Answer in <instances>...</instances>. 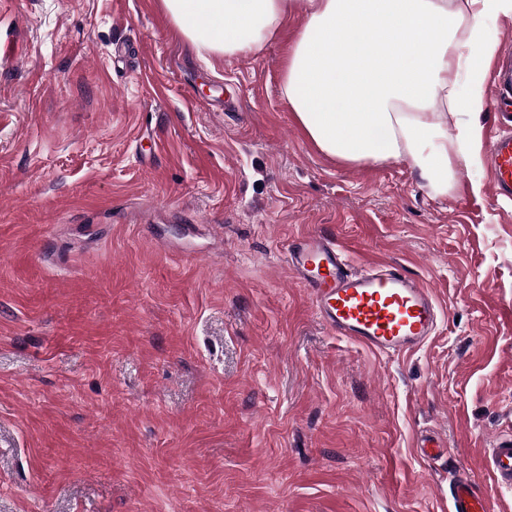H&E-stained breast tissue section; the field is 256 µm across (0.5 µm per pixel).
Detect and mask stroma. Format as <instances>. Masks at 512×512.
Listing matches in <instances>:
<instances>
[{"mask_svg":"<svg viewBox=\"0 0 512 512\" xmlns=\"http://www.w3.org/2000/svg\"><path fill=\"white\" fill-rule=\"evenodd\" d=\"M300 17L201 59L161 0H0V512H448L512 438V201L344 166L280 89ZM329 231L442 309L389 358L285 262ZM448 455L421 459L418 438Z\"/></svg>","mask_w":512,"mask_h":512,"instance_id":"1","label":"stroma"}]
</instances>
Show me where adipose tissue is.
I'll use <instances>...</instances> for the list:
<instances>
[{
	"label": "adipose tissue",
	"instance_id": "obj_1",
	"mask_svg": "<svg viewBox=\"0 0 512 512\" xmlns=\"http://www.w3.org/2000/svg\"><path fill=\"white\" fill-rule=\"evenodd\" d=\"M512 0H162L200 55L239 56L302 19L281 95L324 155L352 166L404 161L444 198L479 160L474 125L445 115L482 108L484 63L498 48L485 21ZM464 74L467 91L448 80Z\"/></svg>",
	"mask_w": 512,
	"mask_h": 512
}]
</instances>
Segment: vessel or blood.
Returning a JSON list of instances; mask_svg holds the SVG:
<instances>
[{
  "label": "vessel or blood",
  "mask_w": 512,
  "mask_h": 512,
  "mask_svg": "<svg viewBox=\"0 0 512 512\" xmlns=\"http://www.w3.org/2000/svg\"><path fill=\"white\" fill-rule=\"evenodd\" d=\"M492 105L505 128L489 143L492 192L512 198V53H505ZM286 263L307 289L319 319L336 335L384 355L400 356L423 347L436 333L441 308L423 283L381 260L353 269L348 249L334 236L305 233L289 245ZM484 468L512 489V440L485 452ZM448 512H490L470 480L456 483Z\"/></svg>",
  "instance_id": "1"
}]
</instances>
